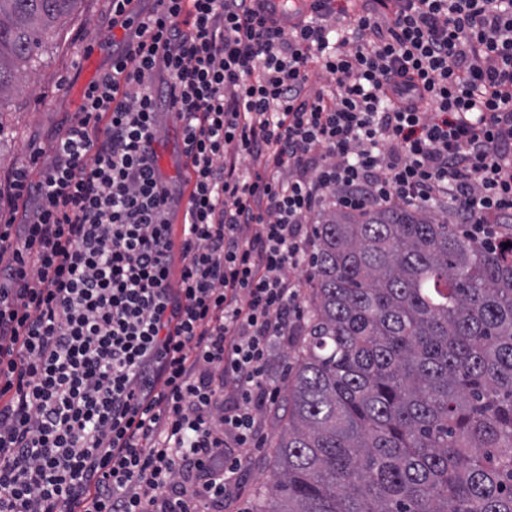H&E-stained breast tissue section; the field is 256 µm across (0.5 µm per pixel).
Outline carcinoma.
Listing matches in <instances>:
<instances>
[{"mask_svg":"<svg viewBox=\"0 0 512 512\" xmlns=\"http://www.w3.org/2000/svg\"><path fill=\"white\" fill-rule=\"evenodd\" d=\"M79 0H0V99ZM442 209L316 218L309 319L249 512H512V246Z\"/></svg>","mask_w":512,"mask_h":512,"instance_id":"cac0c4a2","label":"carcinoma"}]
</instances>
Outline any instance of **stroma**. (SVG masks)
Instances as JSON below:
<instances>
[{
	"instance_id": "1",
	"label": "stroma",
	"mask_w": 512,
	"mask_h": 512,
	"mask_svg": "<svg viewBox=\"0 0 512 512\" xmlns=\"http://www.w3.org/2000/svg\"><path fill=\"white\" fill-rule=\"evenodd\" d=\"M121 34L112 26L108 0H80L57 23L42 72L22 92L0 100V125L9 132L0 140V216L24 213L25 200L11 188L15 168L29 163L33 150L50 152L56 133L78 120L84 89L109 71Z\"/></svg>"
}]
</instances>
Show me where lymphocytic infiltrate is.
Instances as JSON below:
<instances>
[{"mask_svg": "<svg viewBox=\"0 0 512 512\" xmlns=\"http://www.w3.org/2000/svg\"><path fill=\"white\" fill-rule=\"evenodd\" d=\"M111 2L123 48L0 221V512H221L326 209L512 241V0ZM161 138L164 143L161 167L168 176L187 180L188 171L185 168V158L182 155V140L179 124L168 116L163 121Z\"/></svg>", "mask_w": 512, "mask_h": 512, "instance_id": "f902f5d3", "label": "lymphocytic infiltrate"}]
</instances>
